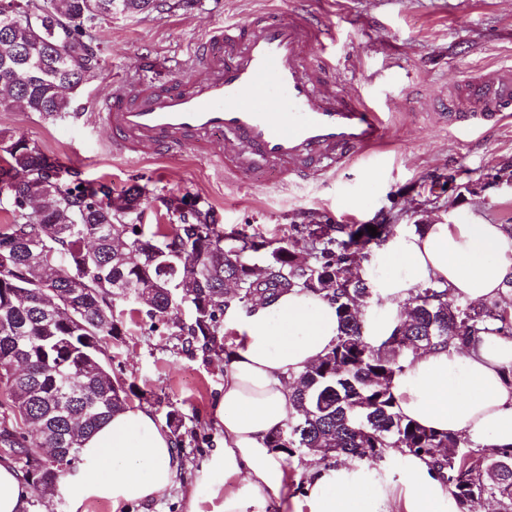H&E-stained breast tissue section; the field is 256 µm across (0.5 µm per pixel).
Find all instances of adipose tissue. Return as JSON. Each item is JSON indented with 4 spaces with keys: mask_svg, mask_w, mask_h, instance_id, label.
<instances>
[{
    "mask_svg": "<svg viewBox=\"0 0 512 512\" xmlns=\"http://www.w3.org/2000/svg\"><path fill=\"white\" fill-rule=\"evenodd\" d=\"M397 261L379 279L365 317V336L376 342L407 318L416 289L433 284L462 301L496 300L512 273V237L479 219L433 223L422 231L396 230L376 249L374 261ZM226 323L237 334L224 366V391L214 417L223 445L196 468L183 495L185 512H281L288 469L307 470L309 512H360L366 472L347 463L333 467L306 455L286 463L268 438L295 420L298 377L335 345L336 309L322 296L294 288L249 309L230 306ZM512 340L484 334L465 350H420L397 373L391 392L399 413L440 433L467 437L473 448L512 445ZM400 477L405 512H442L443 481L427 459L405 455ZM182 466L174 439L149 408L115 413L80 449L76 469L63 475L69 512L92 501L113 508L148 503L168 494ZM32 490L15 466L0 460V512H30Z\"/></svg>",
    "mask_w": 512,
    "mask_h": 512,
    "instance_id": "adipose-tissue-1",
    "label": "adipose tissue"
}]
</instances>
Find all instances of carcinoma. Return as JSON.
I'll return each instance as SVG.
<instances>
[{"instance_id": "carcinoma-1", "label": "carcinoma", "mask_w": 512, "mask_h": 512, "mask_svg": "<svg viewBox=\"0 0 512 512\" xmlns=\"http://www.w3.org/2000/svg\"><path fill=\"white\" fill-rule=\"evenodd\" d=\"M120 3L130 17L159 0H21L33 21L0 26V81L46 119L74 111L63 91L78 89L100 70L93 47L97 24ZM0 447L22 478L58 481L79 463L82 439L127 407L135 385L112 374L108 340L124 333L115 297L147 298L149 314L177 317L178 300L192 304L182 327L189 345L218 356L224 310L268 301L293 287L336 305L341 335L296 382L299 414L270 437L287 457L319 453L376 464L397 448L447 471L456 512L495 498L512 512V448L474 450L463 435L428 430L396 412L394 375L420 350L465 348L483 333L512 339V304L475 308L448 299L433 285L409 300L408 323L376 344L364 336L355 302L372 295L362 269L369 247L393 225L302 224L270 233L225 230L199 208L176 206L166 224L140 223L138 187L116 192L107 181L67 180L54 158L23 138L0 140ZM361 237H356V234ZM83 271L71 281L72 268ZM37 433L40 443L29 436Z\"/></svg>"}]
</instances>
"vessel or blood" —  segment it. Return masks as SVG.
Masks as SVG:
<instances>
[{
    "instance_id": "b4317fda",
    "label": "vessel or blood",
    "mask_w": 512,
    "mask_h": 512,
    "mask_svg": "<svg viewBox=\"0 0 512 512\" xmlns=\"http://www.w3.org/2000/svg\"><path fill=\"white\" fill-rule=\"evenodd\" d=\"M334 37L300 11L254 14L209 31L192 50L191 69L172 80L118 86L96 119L131 158L191 148L240 181L265 169L284 181L334 175L347 160L383 149L389 133L385 113L344 88L334 61H310L312 48ZM461 97L449 108L462 130L512 117V67L468 80Z\"/></svg>"
}]
</instances>
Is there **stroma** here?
<instances>
[{
    "mask_svg": "<svg viewBox=\"0 0 512 512\" xmlns=\"http://www.w3.org/2000/svg\"><path fill=\"white\" fill-rule=\"evenodd\" d=\"M305 10L336 30L326 52L346 73L349 91L386 112L391 144L320 181L280 183L268 176L237 181L217 160L193 150L169 159L133 160L109 151L94 120L98 102L124 83L139 82L142 58L156 59L161 78L190 64L194 43L210 30L257 11ZM103 69L74 91L75 116L43 118L16 102L0 103V137H25L84 181L115 190L140 185L142 221L166 222L170 202L210 213L214 223L248 232L292 224H417L478 217L512 224V120L471 134L453 128L442 101L480 69L512 65V0H190L135 18L113 11L102 21ZM132 312L107 353L113 374L138 388L130 406L157 418L175 409L184 467L169 494L126 512H184L182 489L195 468L221 444L214 409L224 387V364L201 348H186L180 325L151 318L144 303L114 301Z\"/></svg>",
    "mask_w": 512,
    "mask_h": 512,
    "instance_id": "obj_1",
    "label": "stroma"
}]
</instances>
